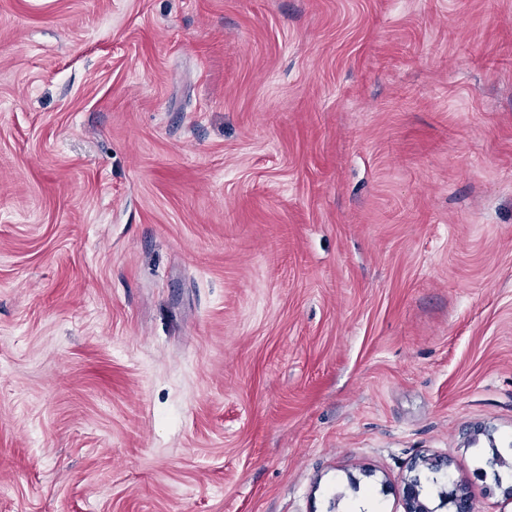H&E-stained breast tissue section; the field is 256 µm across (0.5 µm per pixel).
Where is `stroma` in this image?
<instances>
[{
    "label": "stroma",
    "mask_w": 512,
    "mask_h": 512,
    "mask_svg": "<svg viewBox=\"0 0 512 512\" xmlns=\"http://www.w3.org/2000/svg\"><path fill=\"white\" fill-rule=\"evenodd\" d=\"M512 460V0H0V512H404Z\"/></svg>",
    "instance_id": "obj_1"
}]
</instances>
